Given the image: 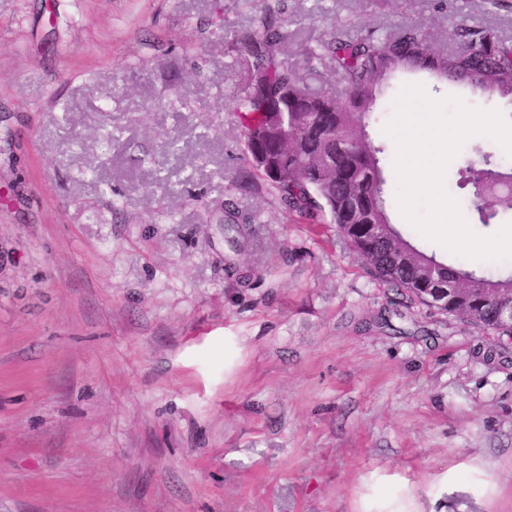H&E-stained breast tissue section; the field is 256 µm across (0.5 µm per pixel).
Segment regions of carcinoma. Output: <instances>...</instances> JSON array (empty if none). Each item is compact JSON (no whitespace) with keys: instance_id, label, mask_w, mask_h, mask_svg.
I'll list each match as a JSON object with an SVG mask.
<instances>
[{"instance_id":"1","label":"carcinoma","mask_w":512,"mask_h":512,"mask_svg":"<svg viewBox=\"0 0 512 512\" xmlns=\"http://www.w3.org/2000/svg\"><path fill=\"white\" fill-rule=\"evenodd\" d=\"M288 17L266 11L257 25L234 33L231 48L243 74L236 112L244 151L235 185L248 188L262 179L279 210L303 224L336 225L356 251L363 267L396 289L397 305L410 308L429 303L418 280L431 263L448 301L444 314L458 317L499 336H512L501 323L498 307L512 300V277L494 279L472 273L428 255L393 230L397 244L411 251L410 261L393 267L391 250L374 246L366 225L388 224L386 180L381 166L386 149L375 143L368 128L386 82L406 73L425 71L440 81L463 82L473 91L512 98V41L492 28L459 23L454 30L462 50L433 47L426 28L404 25L394 36L369 32L351 38L338 27L310 52L328 74L336 77V91L314 93L303 87L282 59L288 40ZM288 95L284 119L273 129L267 111ZM267 151V163L283 174L271 178L256 159ZM459 186L471 188L482 224L500 214L512 215V198L485 196L486 183L512 179V167L502 169L485 159V167L471 164L459 171Z\"/></svg>"}]
</instances>
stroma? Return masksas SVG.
Listing matches in <instances>:
<instances>
[{
	"label": "stroma",
	"instance_id": "obj_1",
	"mask_svg": "<svg viewBox=\"0 0 512 512\" xmlns=\"http://www.w3.org/2000/svg\"><path fill=\"white\" fill-rule=\"evenodd\" d=\"M265 0H0V512H512V347L395 295L332 224L235 184L243 140L234 31ZM284 59L311 91L336 81L307 51L425 24L512 40V0H285ZM512 102L425 73L403 86ZM445 187L482 236L460 168ZM172 190L156 192L158 180ZM252 216L226 235L213 211ZM413 245L475 275L417 233Z\"/></svg>",
	"mask_w": 512,
	"mask_h": 512
}]
</instances>
